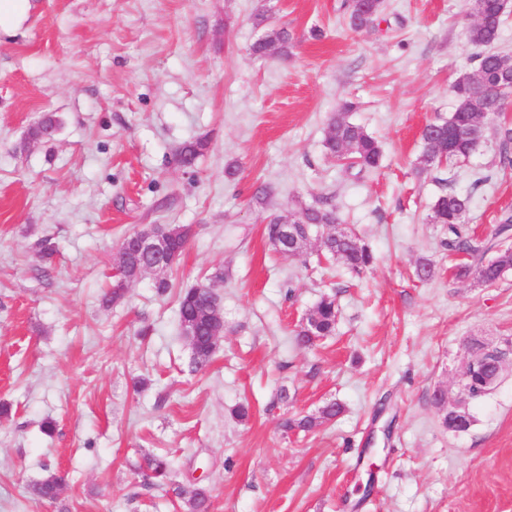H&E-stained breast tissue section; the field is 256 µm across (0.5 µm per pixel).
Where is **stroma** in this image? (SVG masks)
Listing matches in <instances>:
<instances>
[{
  "mask_svg": "<svg viewBox=\"0 0 512 512\" xmlns=\"http://www.w3.org/2000/svg\"><path fill=\"white\" fill-rule=\"evenodd\" d=\"M31 2L0 33V512H185L144 486L146 453L168 456L176 482L200 478L211 512H512V357L480 399L459 382L473 340L512 343V271L492 287L455 279L430 221L451 191L477 241L512 247V232L491 235L512 172L498 174L491 131L469 159L417 170L423 127L476 64L472 0H385L358 34L344 0ZM279 28L287 49L250 52ZM346 99L383 147L362 180L324 147ZM47 113L53 138L27 142ZM199 138L203 155L179 167ZM321 196L373 249L366 272L264 239L270 218ZM153 224L192 227L174 292L146 274L103 306L122 239ZM424 258L436 272L422 282ZM217 273L224 333L196 369L175 291ZM326 293L335 334L298 348ZM438 388L468 430L442 427ZM331 402L336 420L281 429ZM53 471L68 481L51 503L30 487Z\"/></svg>",
  "mask_w": 512,
  "mask_h": 512,
  "instance_id": "1",
  "label": "stroma"
}]
</instances>
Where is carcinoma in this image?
<instances>
[{
    "instance_id": "carcinoma-1",
    "label": "carcinoma",
    "mask_w": 512,
    "mask_h": 512,
    "mask_svg": "<svg viewBox=\"0 0 512 512\" xmlns=\"http://www.w3.org/2000/svg\"><path fill=\"white\" fill-rule=\"evenodd\" d=\"M346 23L354 32H361L379 20L385 9V0H364L356 5L347 3ZM502 6L496 0L488 4H473V14H482V18L466 30L467 41L482 49L477 56V66L463 79L453 84L455 108L447 118H436L429 122L421 135L418 169L422 172L437 169L444 164H453L466 160L481 145L478 130H487V116L499 117L507 111L508 99L512 96V57L508 55L491 56L486 49L495 44L503 18ZM290 35L282 28L272 31L262 40L251 46L253 54L263 56L275 50H284L288 46ZM354 103L346 102L334 113L329 123V132L325 140L327 153L339 160L348 161V167L357 170L359 175L375 172L382 158V149L378 141L361 126L349 121L348 113ZM455 130V151L443 160L436 141L448 131ZM498 140V167L501 171L512 170V125H495ZM207 148V141L197 139L185 144L178 152V162L184 168H191ZM467 199L450 191L439 195L431 208L430 222L438 224L443 232L440 245L454 255H466V258L452 265L453 274L460 280H473L481 286H493L502 276L512 270V248L500 249L494 258L481 257L485 250L475 245L474 237L469 233L464 218ZM297 237L300 238L298 253H303L310 240V231L316 233L318 250L325 256L335 259L349 271L360 274L372 267L374 254L361 242L352 230H338L342 223L330 197L316 199L315 203L301 209L292 220ZM153 230L169 241L173 252L182 254L191 236V228L185 224H158ZM265 236L269 244L278 252L283 250L281 219L275 217L266 224ZM151 258L143 253L125 252L119 258L121 276L127 281H135L144 274ZM224 278L217 273L214 276L178 292L177 307L179 321L190 320L197 329L198 344L194 352L197 366L207 365L216 353L217 347L207 344L210 329L215 320L214 311L209 305L211 294L217 291ZM336 330V301L331 296L322 298L311 310L307 325L296 336V343L307 347L320 336H329ZM498 356L482 355L476 366L465 367L460 374V385L465 395L477 400L487 394L498 381L496 364ZM342 407L336 402L322 407L317 417H304L288 421L285 429L308 432L326 421L337 418ZM139 470L145 485L159 488L172 494L188 507V512H208L210 498L205 488H186L170 481L171 462L165 456L145 454L141 457ZM66 482L65 476L52 472L33 486L36 496L47 501L58 498Z\"/></svg>"
}]
</instances>
